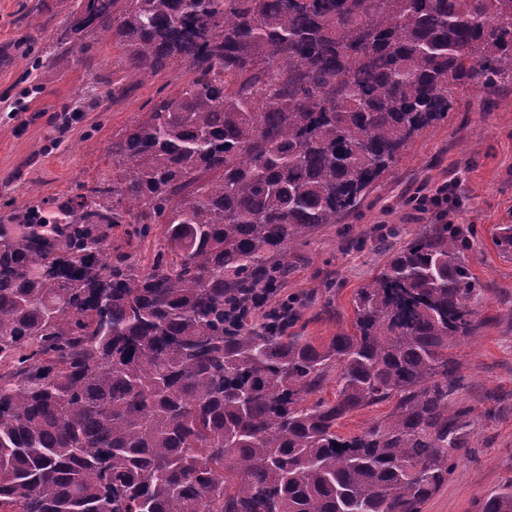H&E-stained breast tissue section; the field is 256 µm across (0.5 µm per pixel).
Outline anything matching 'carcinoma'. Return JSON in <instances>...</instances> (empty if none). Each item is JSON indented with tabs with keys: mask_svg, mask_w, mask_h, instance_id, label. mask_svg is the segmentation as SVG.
I'll use <instances>...</instances> for the list:
<instances>
[{
	"mask_svg": "<svg viewBox=\"0 0 512 512\" xmlns=\"http://www.w3.org/2000/svg\"><path fill=\"white\" fill-rule=\"evenodd\" d=\"M88 29L134 74L190 79L112 141V174L0 215V512H420L472 426L448 414L469 227L417 233L321 347L224 305L355 212L460 88L495 106L512 0H75L55 43L79 62ZM482 512H512V484ZM389 409L390 405L386 403L360 408L340 420L337 431L343 436L355 434L373 421L379 420Z\"/></svg>",
	"mask_w": 512,
	"mask_h": 512,
	"instance_id": "carcinoma-1",
	"label": "carcinoma"
}]
</instances>
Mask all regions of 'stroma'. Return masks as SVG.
Segmentation results:
<instances>
[{
  "label": "stroma",
  "instance_id": "stroma-1",
  "mask_svg": "<svg viewBox=\"0 0 512 512\" xmlns=\"http://www.w3.org/2000/svg\"><path fill=\"white\" fill-rule=\"evenodd\" d=\"M72 8V0H0V207L79 194L80 183L109 168L113 138L189 78L181 66L129 75L122 51L98 31L74 61L54 42ZM450 180L460 205L446 221L469 226L471 271L484 285L472 300L479 328L454 350L463 386L449 405L469 409L472 433L421 512H480L484 494L512 483V257L493 243L496 226L512 224V87L490 112L478 89L458 91L448 120L413 139L356 213L289 248L268 304L288 300L289 334L317 344L350 329L358 288L436 221L412 197Z\"/></svg>",
  "mask_w": 512,
  "mask_h": 512
}]
</instances>
